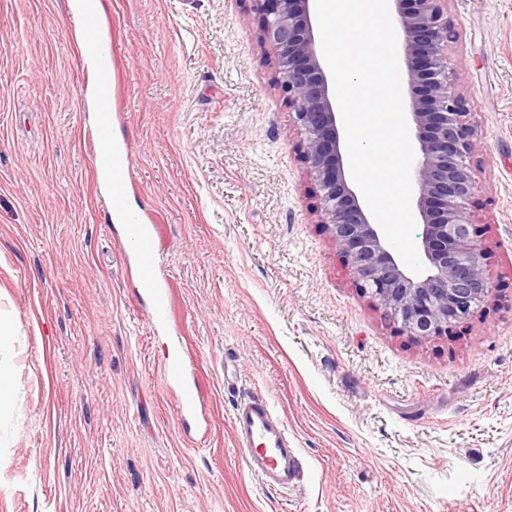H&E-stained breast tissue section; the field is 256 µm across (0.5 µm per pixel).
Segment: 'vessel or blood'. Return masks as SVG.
I'll return each mask as SVG.
<instances>
[{
  "instance_id": "vessel-or-blood-1",
  "label": "vessel or blood",
  "mask_w": 512,
  "mask_h": 512,
  "mask_svg": "<svg viewBox=\"0 0 512 512\" xmlns=\"http://www.w3.org/2000/svg\"><path fill=\"white\" fill-rule=\"evenodd\" d=\"M95 155L113 156L114 162L107 179L110 203L115 213H123L130 172L120 163L121 151L112 144L110 113H103L95 128ZM156 224H129L121 242L123 250L135 259V280L141 293L151 301L148 323L151 329L168 327L173 319L172 294L169 283L160 273ZM183 347L172 342L167 350L163 374L174 388L181 413L196 410L199 394L183 381ZM232 428L237 448L245 455L248 472L262 486L274 490L294 487L299 475V452L288 431L287 422L277 413L268 397L256 393L240 402L232 415Z\"/></svg>"
}]
</instances>
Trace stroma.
I'll return each mask as SVG.
<instances>
[{
  "instance_id": "stroma-1",
  "label": "stroma",
  "mask_w": 512,
  "mask_h": 512,
  "mask_svg": "<svg viewBox=\"0 0 512 512\" xmlns=\"http://www.w3.org/2000/svg\"><path fill=\"white\" fill-rule=\"evenodd\" d=\"M112 138L129 222L162 226L189 379L182 427L129 285L90 147L88 71L68 0H0V512H512V0H449L472 106L469 205L495 295L453 332L400 334L312 223L313 187L237 0H103ZM268 396L300 454L261 489L233 408Z\"/></svg>"
}]
</instances>
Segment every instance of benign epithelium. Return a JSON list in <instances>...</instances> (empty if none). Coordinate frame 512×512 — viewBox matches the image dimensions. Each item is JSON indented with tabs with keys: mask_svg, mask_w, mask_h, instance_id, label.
Listing matches in <instances>:
<instances>
[{
	"mask_svg": "<svg viewBox=\"0 0 512 512\" xmlns=\"http://www.w3.org/2000/svg\"><path fill=\"white\" fill-rule=\"evenodd\" d=\"M270 49L271 90L292 114L288 132L314 186V223L323 225L352 284L384 319L417 340L448 335L486 302L496 285L491 253L467 204L478 191L471 105L449 53L457 38L448 0H391L406 68L416 154L417 242L425 271L410 272L352 183L333 81L321 51L315 0H239Z\"/></svg>",
	"mask_w": 512,
	"mask_h": 512,
	"instance_id": "7a95c632",
	"label": "benign epithelium"
}]
</instances>
